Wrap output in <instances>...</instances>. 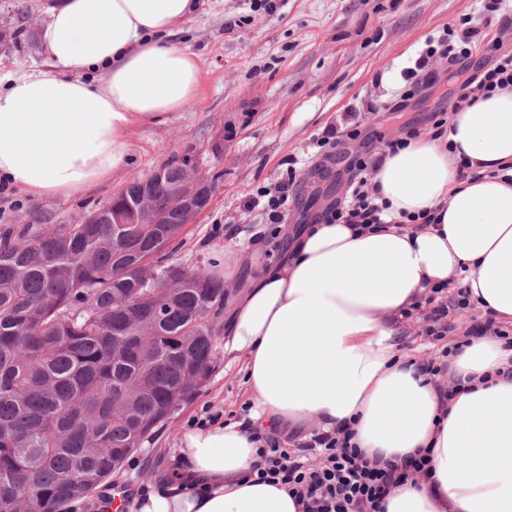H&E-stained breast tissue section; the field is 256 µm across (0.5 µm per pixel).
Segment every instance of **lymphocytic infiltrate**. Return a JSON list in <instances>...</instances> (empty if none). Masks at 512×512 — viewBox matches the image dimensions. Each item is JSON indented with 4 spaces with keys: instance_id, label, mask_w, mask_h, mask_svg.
Returning <instances> with one entry per match:
<instances>
[{
    "instance_id": "1",
    "label": "lymphocytic infiltrate",
    "mask_w": 512,
    "mask_h": 512,
    "mask_svg": "<svg viewBox=\"0 0 512 512\" xmlns=\"http://www.w3.org/2000/svg\"><path fill=\"white\" fill-rule=\"evenodd\" d=\"M478 29L463 30L458 44L439 40L419 56L414 68L409 69L410 81L404 98L419 92L430 58L436 57L452 66L453 86L449 92L451 111L473 105L480 96L490 95L498 89L512 86V50L505 49L500 36L487 43L488 62L476 73H467L461 63L471 54L470 45L479 37ZM415 127L404 126L401 136L386 138L381 150L372 155L357 154L347 166L348 193L345 200L330 203L320 214L327 224H378L382 221L383 205L378 202L372 186V174L382 154L393 153L416 137ZM444 285H434L426 298L427 310L423 320L425 334L441 345L438 357L420 363L421 373L439 376L448 369V357L454 349L448 346L449 307L442 299ZM351 428L333 432L314 431L306 435L296 447H280L276 438L255 433L258 444L259 464L255 467L258 480L285 488L302 508V512H382L388 496L399 486L414 482L429 471V458L419 453L399 462L380 463L366 457L354 442ZM318 456V463H311V456Z\"/></svg>"
}]
</instances>
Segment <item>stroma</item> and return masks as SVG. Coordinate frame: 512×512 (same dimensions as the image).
Returning a JSON list of instances; mask_svg holds the SVG:
<instances>
[{"label": "stroma", "mask_w": 512, "mask_h": 512, "mask_svg": "<svg viewBox=\"0 0 512 512\" xmlns=\"http://www.w3.org/2000/svg\"><path fill=\"white\" fill-rule=\"evenodd\" d=\"M198 0L174 42L199 58L201 87L185 109L161 124L135 129L129 168L112 181L69 199L35 200L0 184V225L72 224L108 203L130 177L186 159L219 175L208 210L174 244L171 263L189 270L231 262L225 307L247 289L260 267L278 264L303 223L345 197L337 165L321 170L324 130L353 121L364 133L397 135L409 122L432 133L430 116L446 107L447 66L434 60L435 84L395 111L407 68L431 39L457 40L464 27L483 28L482 0ZM297 187L288 220L270 224L265 193L287 170ZM245 359L219 354L194 401L134 453L115 486L155 484L171 468L177 440L206 412L233 421L247 405Z\"/></svg>", "instance_id": "35a3bbf8"}]
</instances>
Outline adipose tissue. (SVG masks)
Masks as SVG:
<instances>
[{
    "label": "adipose tissue",
    "mask_w": 512,
    "mask_h": 512,
    "mask_svg": "<svg viewBox=\"0 0 512 512\" xmlns=\"http://www.w3.org/2000/svg\"><path fill=\"white\" fill-rule=\"evenodd\" d=\"M196 0H62L41 32L48 69L0 90V182L69 198L131 161L139 125L198 95V57L173 41ZM475 176L460 178L461 161ZM393 221L313 224L236 301L224 349L246 358L247 419L185 432L171 477L139 512H300L255 482L251 429L354 430L368 458L426 449L432 469L385 512H512V348L470 338L448 359L441 399L400 352L403 314L465 271L474 301L512 323V87L453 113L444 137H416L373 177ZM427 213L430 224L396 225Z\"/></svg>",
    "instance_id": "1"
}]
</instances>
